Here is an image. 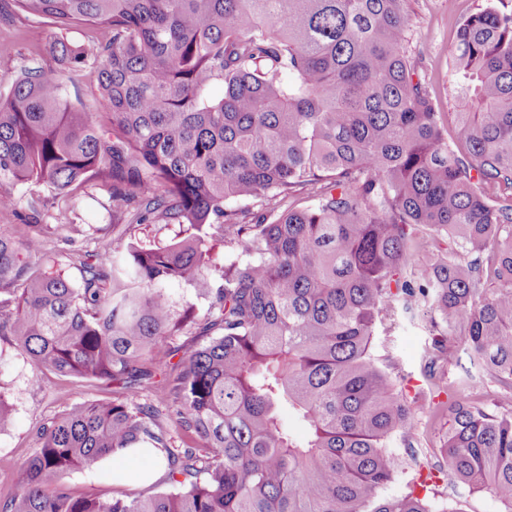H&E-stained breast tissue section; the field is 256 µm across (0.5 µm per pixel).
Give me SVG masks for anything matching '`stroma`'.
Here are the masks:
<instances>
[{"label":"stroma","instance_id":"obj_1","mask_svg":"<svg viewBox=\"0 0 512 512\" xmlns=\"http://www.w3.org/2000/svg\"><path fill=\"white\" fill-rule=\"evenodd\" d=\"M488 7L511 13L512 0H410V50L439 111L448 113L454 107L456 76L448 59V44L465 17ZM46 42L47 28L39 20L17 16L11 23L1 24L0 80H8L21 65L48 63ZM107 199L108 186L101 182L80 203L72 223H58L57 210L52 206L40 214V223L52 228L51 258L56 266L66 269L71 278L79 276L78 269L71 265L75 255L93 254L112 246L111 235L102 231L109 222L102 207ZM427 321L428 316L422 311L414 321L403 323L391 332L379 333L374 355L398 379L410 381L417 387L422 412L414 422L413 443L415 448L421 449L422 460L434 463L440 458L439 449L446 438L448 422L433 416L432 408L435 403L446 401L447 395L438 392L423 376ZM437 369L448 378L469 371L474 402L486 407L493 405L496 384L481 366L471 362L465 345L459 340L450 341L437 362ZM31 373L32 367L26 358L13 348H0V397L11 410L8 426L0 430V490L3 491L16 483L20 463L38 447L36 427L40 421L77 403H100L112 398L111 385L100 381L64 380L47 371L41 382L34 385L30 382ZM113 471V463L108 460L98 473L72 472L67 483L75 493L104 498L118 491L151 492V484L118 478ZM434 491L438 500L449 502L458 512H506L505 506L486 490H474L465 485L451 487L439 480Z\"/></svg>","mask_w":512,"mask_h":512}]
</instances>
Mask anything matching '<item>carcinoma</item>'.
Here are the masks:
<instances>
[{"label": "carcinoma", "instance_id": "obj_1", "mask_svg": "<svg viewBox=\"0 0 512 512\" xmlns=\"http://www.w3.org/2000/svg\"><path fill=\"white\" fill-rule=\"evenodd\" d=\"M409 2H0V18L94 34L52 35L53 63L0 93V211L24 188L34 215L46 189L69 224L77 192L107 181L127 240L77 256L76 282L36 264L45 225L0 232V342L33 383L50 370L114 393L41 426L0 512H460L381 495L406 469L433 474L412 444L421 406L371 348L424 308V376L443 380L435 359L456 337L512 398V13L472 14L448 43L449 130L408 52ZM87 66L106 112L68 101L64 77ZM158 224L169 241L137 238ZM184 336L208 340L161 375ZM435 412L438 475L512 508V405L474 406L465 374ZM128 448L163 462L166 490L72 494V471ZM169 292L178 304H194L200 316H203L207 310V301L198 295L197 291L185 285L172 284L169 286Z\"/></svg>", "mask_w": 512, "mask_h": 512}]
</instances>
